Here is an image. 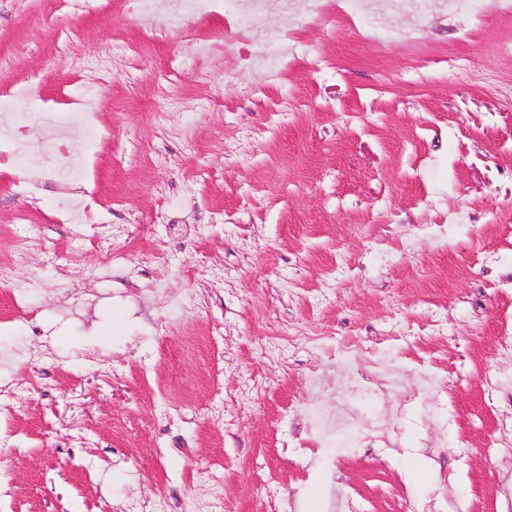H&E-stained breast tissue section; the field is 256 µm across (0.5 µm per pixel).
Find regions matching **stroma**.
Instances as JSON below:
<instances>
[{"mask_svg":"<svg viewBox=\"0 0 512 512\" xmlns=\"http://www.w3.org/2000/svg\"><path fill=\"white\" fill-rule=\"evenodd\" d=\"M266 28L288 73L221 12L0 0L28 125L0 166V512H512V104L473 78L512 81V16L381 0L325 26L294 0ZM90 184L98 222L66 223ZM283 327L327 340L266 345ZM313 407L336 438L297 447Z\"/></svg>","mask_w":512,"mask_h":512,"instance_id":"35a3bbf8","label":"stroma"}]
</instances>
